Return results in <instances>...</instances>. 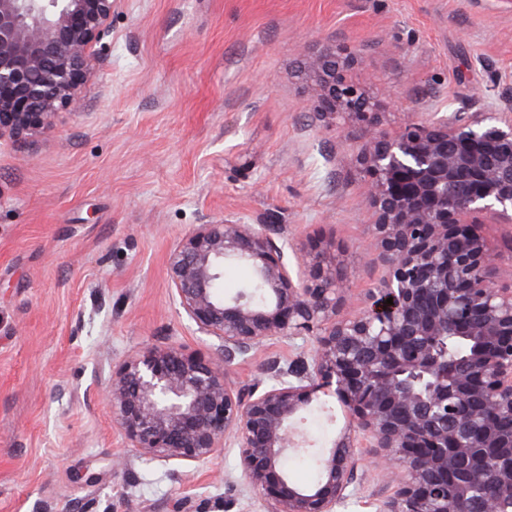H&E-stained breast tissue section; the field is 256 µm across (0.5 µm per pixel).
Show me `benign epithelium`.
<instances>
[{
  "label": "benign epithelium",
  "mask_w": 512,
  "mask_h": 512,
  "mask_svg": "<svg viewBox=\"0 0 512 512\" xmlns=\"http://www.w3.org/2000/svg\"><path fill=\"white\" fill-rule=\"evenodd\" d=\"M113 3L0 0V140L80 107ZM350 63L327 46L309 65L325 76L316 110L363 122V195L385 268L363 309L341 314L350 281L331 242L279 246L269 224H201L168 271L213 356L156 345L127 356L106 390L113 421L145 460L197 465L236 448L266 512H336L359 448L391 480L379 512H512V278L498 279V255L468 221L481 211L512 221V109H460L390 136L346 82ZM228 261L251 268L262 301L216 291ZM303 336L310 357L273 361L264 384L230 381L267 341ZM321 393L346 422L318 456V480L299 486L284 463L304 448L296 423Z\"/></svg>",
  "instance_id": "7a95c632"
}]
</instances>
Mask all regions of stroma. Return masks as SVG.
<instances>
[{
	"instance_id": "stroma-1",
	"label": "stroma",
	"mask_w": 512,
	"mask_h": 512,
	"mask_svg": "<svg viewBox=\"0 0 512 512\" xmlns=\"http://www.w3.org/2000/svg\"><path fill=\"white\" fill-rule=\"evenodd\" d=\"M333 46L380 127L512 105V0H115L79 113L0 140V512H264L236 451L198 467L130 459L102 397L148 345L210 356L172 298L168 260L201 224H269L333 242L360 310L383 266L366 230L360 124L317 112L310 57ZM486 102L472 103L474 89ZM478 232L512 271V223ZM275 338L235 384L306 356ZM361 462L340 512H376Z\"/></svg>"
}]
</instances>
